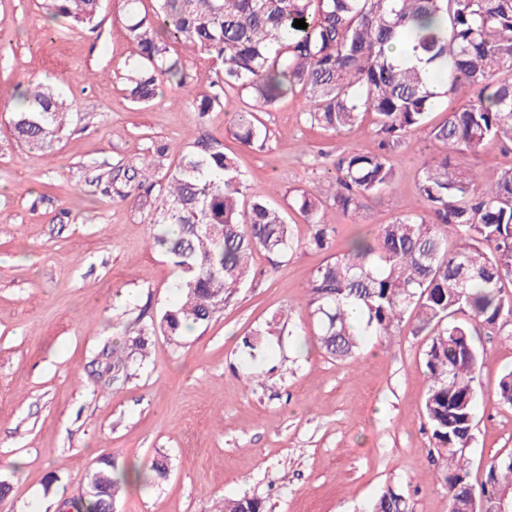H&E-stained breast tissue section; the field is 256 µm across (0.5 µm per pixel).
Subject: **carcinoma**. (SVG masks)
<instances>
[{
    "label": "carcinoma",
    "mask_w": 512,
    "mask_h": 512,
    "mask_svg": "<svg viewBox=\"0 0 512 512\" xmlns=\"http://www.w3.org/2000/svg\"><path fill=\"white\" fill-rule=\"evenodd\" d=\"M125 28L137 52L127 90L146 105L163 86H188L173 46L205 54L212 85L247 91L253 108L237 114L231 135L263 148L268 135L258 113L289 94L305 103L304 121L335 134L375 115L378 149L351 150L335 163L325 199L297 191L288 208L310 226L306 245L324 249L336 229L322 214L324 202L356 216L365 200L393 189L390 152L407 133L428 123L442 98L464 89L475 97L430 128L434 155L421 166L419 191L428 214L402 212L377 225L370 242L355 235L345 250L318 268L305 287L315 319V341L331 359L354 358L362 337L391 338L404 314L415 313L412 334L428 336L423 360L428 388L423 415L441 461L440 480L449 512H512V455L494 461L480 487L468 480L466 450L474 441L476 336L489 329L512 342V167L475 192L467 159L491 141L512 143V0H151L141 13L125 0ZM51 19L73 27L98 26L101 0H47ZM305 20L307 28L293 26ZM401 41L410 58L389 47ZM434 82H429V76ZM74 106L45 80L34 77L19 92L10 125L30 151H50L73 121ZM169 144L154 141L147 154L93 183L106 195L130 197L150 210L152 246L178 272L180 302L159 328L173 340L209 323L231 305L248 282L255 252L285 259L294 249L292 224L264 196L243 207L246 181L223 141L199 132L167 169ZM456 236L453 248L440 227ZM148 332L112 351L104 370L126 378ZM499 401L512 406V371L498 385ZM129 469L103 458L90 474L85 500L74 512L117 507ZM220 512H265L257 497L228 498ZM370 512H411L405 493L389 486Z\"/></svg>",
    "instance_id": "1"
}]
</instances>
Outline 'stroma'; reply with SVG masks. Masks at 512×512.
<instances>
[{"mask_svg":"<svg viewBox=\"0 0 512 512\" xmlns=\"http://www.w3.org/2000/svg\"><path fill=\"white\" fill-rule=\"evenodd\" d=\"M121 0H103L96 30L49 22L45 0H0V512H55L84 487L105 456L148 470L165 457L166 480L126 487L118 512H218L223 499L261 498L268 512H368L387 486L412 512H448L423 403L426 336L365 337L352 361L318 348L304 287L342 250L353 229L373 235L411 210L426 213L419 171L433 151L427 129L411 133L390 162L393 191L359 216L323 208L337 230L330 249L306 247L309 226L292 217L297 248L274 264L254 256L237 301L176 341L152 331L134 374L110 382L103 353L150 328L178 304L176 270L151 246L137 202L91 193L85 172L143 154L151 141L189 142L203 130L223 140L249 194L287 206L294 191L319 194L337 157L377 146L373 115L351 132L307 126L290 95L260 113L268 140L250 148L229 132L251 98L225 87L198 116L193 100L214 78L205 55L184 54L193 81L165 86L145 107L126 96L136 52ZM57 84L78 109L54 151H27L10 131L21 83ZM284 312L265 348L242 339ZM471 484L512 454V407L497 397L512 370V344L482 334Z\"/></svg>","mask_w":512,"mask_h":512,"instance_id":"obj_1","label":"stroma"}]
</instances>
